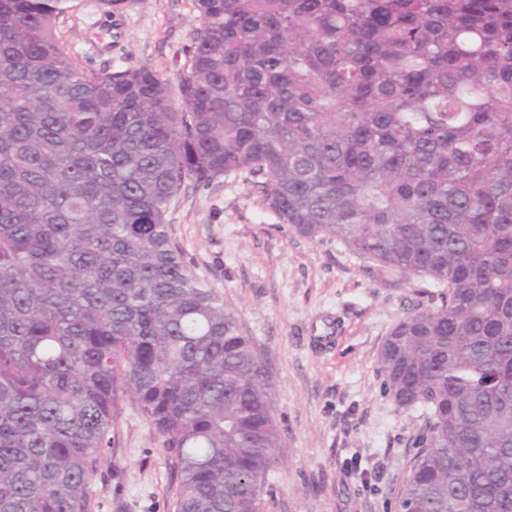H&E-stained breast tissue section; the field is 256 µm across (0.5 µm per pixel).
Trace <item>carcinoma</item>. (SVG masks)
<instances>
[{"label": "carcinoma", "instance_id": "obj_1", "mask_svg": "<svg viewBox=\"0 0 512 512\" xmlns=\"http://www.w3.org/2000/svg\"><path fill=\"white\" fill-rule=\"evenodd\" d=\"M72 2L0 0V512H91L129 402L171 512H261L266 367L166 224L243 173L294 234L444 289L380 351L424 414L397 508L512 512V0H193L175 85L84 68Z\"/></svg>", "mask_w": 512, "mask_h": 512}]
</instances>
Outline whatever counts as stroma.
<instances>
[{"label":"stroma","mask_w":512,"mask_h":512,"mask_svg":"<svg viewBox=\"0 0 512 512\" xmlns=\"http://www.w3.org/2000/svg\"><path fill=\"white\" fill-rule=\"evenodd\" d=\"M197 24L192 0H73L60 32L92 70L183 71ZM166 220L196 274L223 294L268 367L280 436L263 512H394L422 423L383 386L379 353L407 314L435 308L438 289L379 275L330 237L289 232L246 175L184 186ZM92 486V512H167L171 471L153 429L125 405Z\"/></svg>","instance_id":"obj_1"}]
</instances>
